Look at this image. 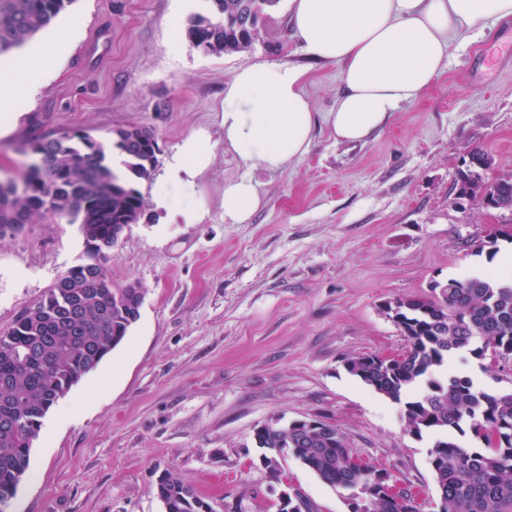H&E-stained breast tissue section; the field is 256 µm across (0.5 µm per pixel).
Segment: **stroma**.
I'll return each instance as SVG.
<instances>
[{
	"instance_id": "obj_1",
	"label": "stroma",
	"mask_w": 512,
	"mask_h": 512,
	"mask_svg": "<svg viewBox=\"0 0 512 512\" xmlns=\"http://www.w3.org/2000/svg\"><path fill=\"white\" fill-rule=\"evenodd\" d=\"M205 0H74L72 26L40 91L0 136V178L22 177L34 135L150 130L158 164L140 189L149 205L112 250L114 285L145 290L124 341L58 400L6 512H162L158 476L176 472L214 512H280L282 493L313 512H348L343 490L292 455L278 474L259 460L255 429L323 418L349 448L439 512L429 463L435 438L415 437L399 404L347 373L346 360L399 354L406 340L384 313L402 295L485 270L479 243L506 247L512 211L457 202L474 148L488 179L512 176V20L458 40L441 78L364 143L337 141L318 121L308 154L268 173L224 147L220 107L234 71L260 62L306 69L318 112L334 107L341 68L312 60L279 5L250 51L211 55L170 45L173 23ZM200 134L212 160L196 178L201 221L163 223L152 200L178 146ZM263 203L245 224L224 220V185L243 176ZM83 252L78 225L36 219L0 238V331L38 301ZM456 374L512 387V361L484 367L458 352Z\"/></svg>"
}]
</instances>
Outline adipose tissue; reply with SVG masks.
<instances>
[{
    "instance_id": "adipose-tissue-1",
    "label": "adipose tissue",
    "mask_w": 512,
    "mask_h": 512,
    "mask_svg": "<svg viewBox=\"0 0 512 512\" xmlns=\"http://www.w3.org/2000/svg\"><path fill=\"white\" fill-rule=\"evenodd\" d=\"M512 19V0H289V25L311 59L341 67V90L328 119L340 141L361 143L394 112L416 101L444 71L451 44L488 24ZM43 58L0 70V135L18 119V97L35 88ZM305 70L291 64L238 68L224 87V145L249 167L267 172L307 153L317 114L304 91ZM201 138L183 142L168 163L167 195L155 198L169 219L197 221L194 178L208 166ZM262 196L253 178L224 186V217L250 220Z\"/></svg>"
}]
</instances>
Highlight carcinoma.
<instances>
[{
	"label": "carcinoma",
	"mask_w": 512,
	"mask_h": 512,
	"mask_svg": "<svg viewBox=\"0 0 512 512\" xmlns=\"http://www.w3.org/2000/svg\"><path fill=\"white\" fill-rule=\"evenodd\" d=\"M74 0H0V56L33 40ZM280 0H212L206 14L189 19L186 35L196 48L221 55L250 50L259 21ZM236 4L254 11L241 21ZM103 142L79 131L44 135L21 180L0 181V229L16 230L35 217L79 225L83 255L36 303L0 333V512L28 472L43 419L55 403L126 337L142 302L112 284L107 262L117 246L115 228L145 215L139 184L150 179L158 158L145 129H115ZM458 193L483 202L498 194L512 204V177L473 183L457 177ZM433 296L399 297L387 315L407 340L398 359L361 356L346 370L375 392L403 406L414 436L434 435L430 465L441 512H512V390L478 389L466 376L432 378L448 354L468 351L478 359L492 350L512 359V280L499 275L447 281ZM260 459L274 471L291 454L324 483L349 492L373 489L369 512H417L410 491L388 495L374 482L381 470L354 462L336 427L264 424L255 429ZM163 512H204L211 505L172 471L157 479Z\"/></svg>",
	"instance_id": "obj_1"
}]
</instances>
